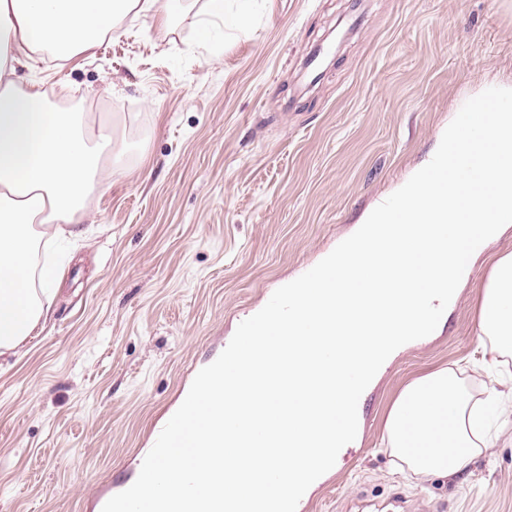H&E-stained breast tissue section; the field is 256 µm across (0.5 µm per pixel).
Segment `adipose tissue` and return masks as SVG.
<instances>
[{
    "label": "adipose tissue",
    "instance_id": "1",
    "mask_svg": "<svg viewBox=\"0 0 512 512\" xmlns=\"http://www.w3.org/2000/svg\"><path fill=\"white\" fill-rule=\"evenodd\" d=\"M181 0H0V354L44 324L53 266L34 267L47 225L81 222L103 168L105 135L83 113L53 111L40 80L22 77L43 55L60 63L117 33L128 16L167 25ZM478 325L500 359L512 358V250L492 257ZM495 399H474L440 368L409 381L386 417L382 446L396 472L423 483L455 480L491 443Z\"/></svg>",
    "mask_w": 512,
    "mask_h": 512
}]
</instances>
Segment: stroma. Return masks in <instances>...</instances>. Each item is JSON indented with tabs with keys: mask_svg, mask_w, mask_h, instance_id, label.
Listing matches in <instances>:
<instances>
[{
	"mask_svg": "<svg viewBox=\"0 0 512 512\" xmlns=\"http://www.w3.org/2000/svg\"><path fill=\"white\" fill-rule=\"evenodd\" d=\"M187 0L126 20L51 68L111 163L87 197L41 333L0 354V512H90L247 315L325 258L436 152L448 110L512 79V0H251L250 21ZM472 266L430 336L382 368L358 432L305 512H512V429L453 481L414 483L380 448L412 378L492 355Z\"/></svg>",
	"mask_w": 512,
	"mask_h": 512,
	"instance_id": "obj_1",
	"label": "stroma"
}]
</instances>
